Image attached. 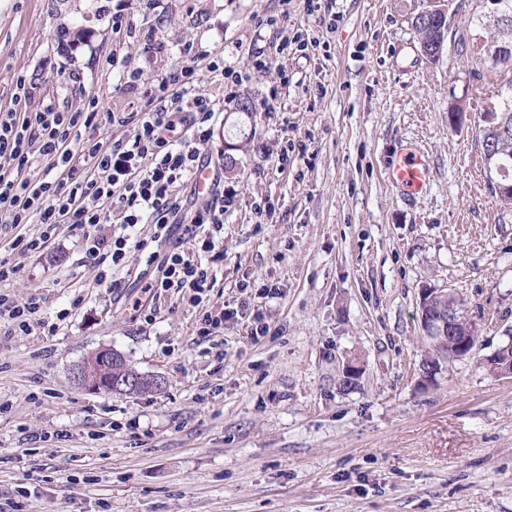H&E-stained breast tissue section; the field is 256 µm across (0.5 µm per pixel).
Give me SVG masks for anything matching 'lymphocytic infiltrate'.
Instances as JSON below:
<instances>
[{"label":"lymphocytic infiltrate","instance_id":"obj_1","mask_svg":"<svg viewBox=\"0 0 512 512\" xmlns=\"http://www.w3.org/2000/svg\"><path fill=\"white\" fill-rule=\"evenodd\" d=\"M195 80L190 65L157 80L133 134L106 146L83 139V132L98 129L105 119L125 125L127 117L103 113L94 98L76 110L59 109L51 100L30 107L28 84L17 78L13 108L0 111V223L81 230L102 284L112 269L128 266L132 252L147 254L150 266L137 275L144 294L185 290L192 302L201 303L214 282L210 267L168 245L176 228L191 235L202 225L224 224L225 196L185 223L174 194L176 185L206 163L200 146L210 138L215 102L194 93ZM181 127L189 131L188 139L178 138ZM38 162L45 163L48 176L37 183L23 179V171ZM114 220L130 227L149 224L153 231L136 241L101 234V225Z\"/></svg>","mask_w":512,"mask_h":512}]
</instances>
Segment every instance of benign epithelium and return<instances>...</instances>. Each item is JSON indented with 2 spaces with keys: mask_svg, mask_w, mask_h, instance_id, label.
Returning a JSON list of instances; mask_svg holds the SVG:
<instances>
[{
  "mask_svg": "<svg viewBox=\"0 0 512 512\" xmlns=\"http://www.w3.org/2000/svg\"><path fill=\"white\" fill-rule=\"evenodd\" d=\"M481 16L485 25L498 28L499 39L487 48L488 55H508L509 34L512 33V16L500 9L496 0H483ZM448 26L438 29L439 37L432 41L421 42V50L429 59H438L443 55ZM444 293L437 288L420 290L417 310V325L420 336L441 346L434 359L418 372V384L428 386L436 381L448 358H463L472 353L474 341L479 335L477 323L470 320L462 322L452 308L431 309V299ZM123 355L110 347L99 349V357H89L77 366L73 373L78 384L90 391L109 394H126L141 382L140 373L136 371L113 373L112 364L119 362ZM362 375V366L347 360L342 365V384L345 387L355 385Z\"/></svg>",
  "mask_w": 512,
  "mask_h": 512,
  "instance_id": "benign-epithelium-1",
  "label": "benign epithelium"
}]
</instances>
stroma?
Wrapping results in <instances>:
<instances>
[{
    "label": "stroma",
    "mask_w": 512,
    "mask_h": 512,
    "mask_svg": "<svg viewBox=\"0 0 512 512\" xmlns=\"http://www.w3.org/2000/svg\"><path fill=\"white\" fill-rule=\"evenodd\" d=\"M117 3L5 0L0 108L22 75L37 101L138 112L157 79L195 66L196 93L217 103L201 151L235 198L222 230L171 243L212 261L209 237L224 258L201 304L169 291L145 320L127 308L144 255L110 288L71 225L24 255L14 237L41 225L0 229V256L20 267L0 290L41 301L30 332L0 324V512H512V377L483 364L512 329V211L486 184L473 125H448L451 102L480 103L482 67L457 49L475 0H328L312 14L304 0H129V34L112 28ZM434 8L451 25L433 63L411 20ZM218 57L247 76L236 98ZM228 142L245 145L232 170ZM406 151L430 166L410 197L384 178ZM423 288L455 289L479 327L472 355L426 388ZM205 309L224 313L209 336ZM102 347L166 387L78 386ZM350 358L364 372L345 390Z\"/></svg>",
    "instance_id": "35a3bbf8"
}]
</instances>
